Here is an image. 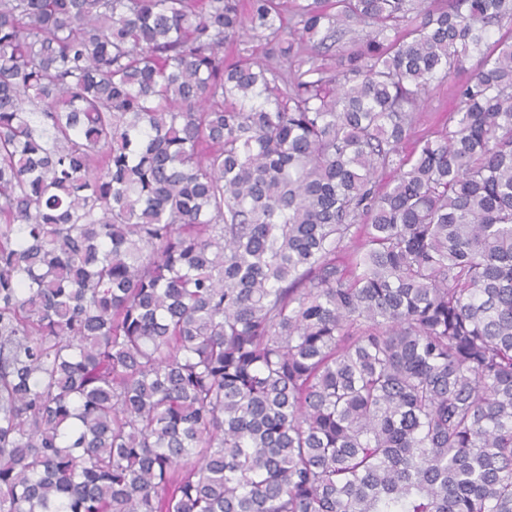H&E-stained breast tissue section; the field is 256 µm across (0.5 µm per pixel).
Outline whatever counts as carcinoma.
Instances as JSON below:
<instances>
[{"label": "carcinoma", "instance_id": "obj_1", "mask_svg": "<svg viewBox=\"0 0 512 512\" xmlns=\"http://www.w3.org/2000/svg\"><path fill=\"white\" fill-rule=\"evenodd\" d=\"M0 512H512V0H0ZM476 64V58L467 60L461 70L436 88L421 104L418 111L421 113L415 128V135L402 145L403 153L407 154L413 149L416 138L422 135H434L432 133L441 127L446 118V110L448 113V109L452 105L455 88L468 79Z\"/></svg>", "mask_w": 512, "mask_h": 512}]
</instances>
